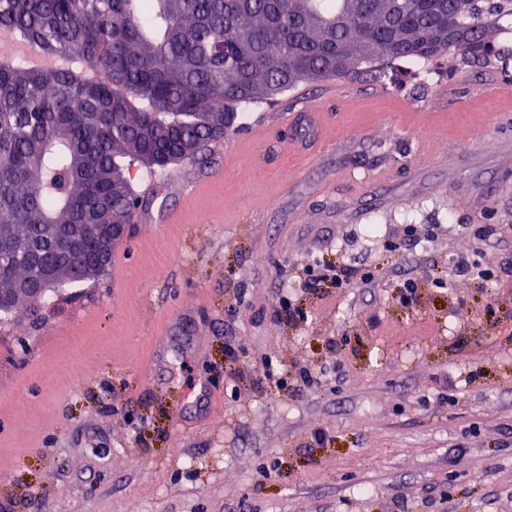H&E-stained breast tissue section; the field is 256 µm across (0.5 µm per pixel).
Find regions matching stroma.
<instances>
[{
  "instance_id": "obj_1",
  "label": "stroma",
  "mask_w": 512,
  "mask_h": 512,
  "mask_svg": "<svg viewBox=\"0 0 512 512\" xmlns=\"http://www.w3.org/2000/svg\"><path fill=\"white\" fill-rule=\"evenodd\" d=\"M496 45L302 84L194 159L133 166L141 207L108 271L41 325L0 324V512H512V287L394 298L461 253L512 261V18ZM409 224L445 231L405 247ZM339 257L384 276L277 322V291ZM230 342L243 366L328 377L226 394Z\"/></svg>"
}]
</instances>
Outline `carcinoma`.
<instances>
[{
    "instance_id": "1",
    "label": "carcinoma",
    "mask_w": 512,
    "mask_h": 512,
    "mask_svg": "<svg viewBox=\"0 0 512 512\" xmlns=\"http://www.w3.org/2000/svg\"><path fill=\"white\" fill-rule=\"evenodd\" d=\"M0 27L75 68L35 71L0 50V293L98 277L85 224H130L129 177L224 137L232 112L381 60L484 57L477 0H0ZM105 71L112 84L87 74ZM72 231L57 251L51 228Z\"/></svg>"
}]
</instances>
